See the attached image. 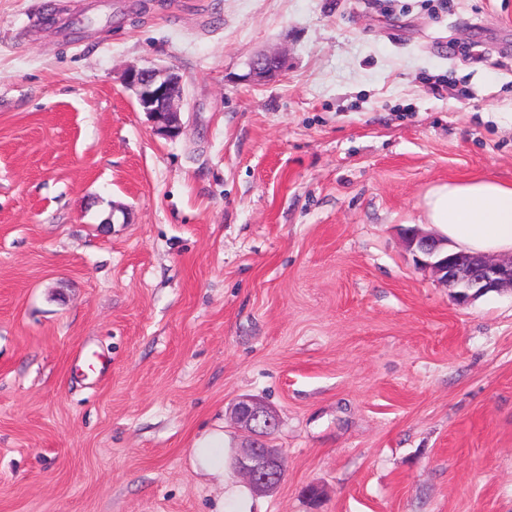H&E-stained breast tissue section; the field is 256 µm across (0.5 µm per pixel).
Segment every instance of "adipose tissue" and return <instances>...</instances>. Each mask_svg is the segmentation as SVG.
<instances>
[{
  "instance_id": "adipose-tissue-1",
  "label": "adipose tissue",
  "mask_w": 512,
  "mask_h": 512,
  "mask_svg": "<svg viewBox=\"0 0 512 512\" xmlns=\"http://www.w3.org/2000/svg\"><path fill=\"white\" fill-rule=\"evenodd\" d=\"M426 220L451 249L493 254L512 251V184L491 178L451 181L426 196Z\"/></svg>"
}]
</instances>
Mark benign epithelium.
Returning <instances> with one entry per match:
<instances>
[{
  "label": "benign epithelium",
  "instance_id": "benign-epithelium-1",
  "mask_svg": "<svg viewBox=\"0 0 512 512\" xmlns=\"http://www.w3.org/2000/svg\"><path fill=\"white\" fill-rule=\"evenodd\" d=\"M287 67L288 57L283 53H258L249 59L244 78L254 83L270 81ZM123 82L136 92L139 106L152 117L157 130L169 138L180 133L178 101L183 97V84L175 70L131 65L123 72ZM405 243L416 265L431 271L451 288L460 305L490 292L512 291V256L491 259L454 251L448 248V241L416 229L408 233ZM233 413L247 432L246 441L238 448L235 467L247 477L254 493H267L280 484L284 470L281 452L267 443L276 427L275 417L269 407L250 398L239 399L233 405Z\"/></svg>",
  "mask_w": 512,
  "mask_h": 512
}]
</instances>
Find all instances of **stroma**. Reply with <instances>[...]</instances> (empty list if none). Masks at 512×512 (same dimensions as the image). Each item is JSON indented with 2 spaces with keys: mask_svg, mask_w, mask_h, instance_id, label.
<instances>
[{
  "mask_svg": "<svg viewBox=\"0 0 512 512\" xmlns=\"http://www.w3.org/2000/svg\"><path fill=\"white\" fill-rule=\"evenodd\" d=\"M133 64L181 75L177 137ZM478 176L512 184V0H0V512H512V291L458 304L403 239ZM245 79L254 83L270 81L279 76L288 67V57L280 52H262L248 61ZM233 413L240 427L248 433L235 457L236 469L244 474L256 494L276 488L282 478L284 459L277 448H271L267 439L276 427L272 411L265 404L241 398L233 405Z\"/></svg>",
  "mask_w": 512,
  "mask_h": 512,
  "instance_id": "35a3bbf8",
  "label": "stroma"
}]
</instances>
